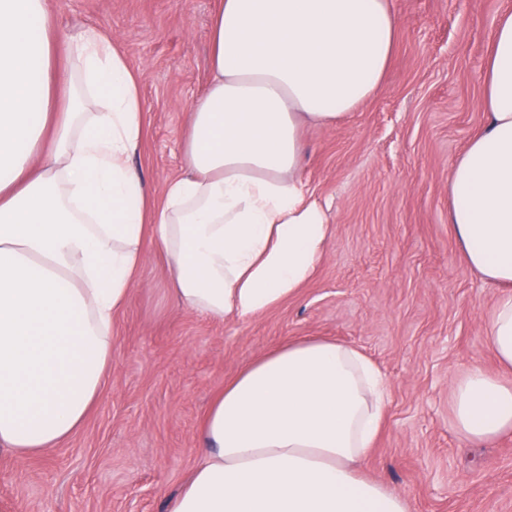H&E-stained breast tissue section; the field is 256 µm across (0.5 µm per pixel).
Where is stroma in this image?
<instances>
[{"label": "stroma", "mask_w": 512, "mask_h": 512, "mask_svg": "<svg viewBox=\"0 0 512 512\" xmlns=\"http://www.w3.org/2000/svg\"><path fill=\"white\" fill-rule=\"evenodd\" d=\"M400 20L385 90L333 128H306L300 159L332 235L314 278L250 320L179 304L164 257L146 245L113 323L110 378L82 426L31 458L0 457V512H168L199 459L211 402L287 341L363 350L390 401L363 473L409 512H512V434L479 448L453 426V381L498 365L482 335L496 294L461 260L448 177L486 122L490 39L512 0H393ZM216 0H51L67 43L105 31L140 75L141 148L154 194L182 170L180 133L209 80Z\"/></svg>", "instance_id": "35a3bbf8"}]
</instances>
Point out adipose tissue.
I'll return each instance as SVG.
<instances>
[{
	"label": "adipose tissue",
	"mask_w": 512,
	"mask_h": 512,
	"mask_svg": "<svg viewBox=\"0 0 512 512\" xmlns=\"http://www.w3.org/2000/svg\"><path fill=\"white\" fill-rule=\"evenodd\" d=\"M49 19L48 0H0V454L19 457L67 439L93 407L145 240L181 305L215 319L264 314L311 279L332 226L300 171L302 128L344 122L382 91L399 25L391 0H219L183 172L158 202L131 164L142 99L125 55L89 25L57 75ZM87 94L103 111H83ZM481 106L487 121L451 167L448 222L497 290L483 336L512 371V11ZM452 391L467 443L512 433L511 379L476 365ZM388 403L359 349L287 342L215 399L169 512H408L357 468Z\"/></svg>",
	"instance_id": "1"
}]
</instances>
